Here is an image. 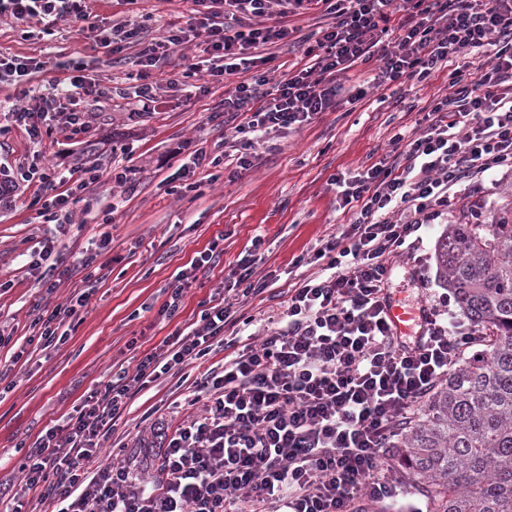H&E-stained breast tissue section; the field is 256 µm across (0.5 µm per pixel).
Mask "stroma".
I'll use <instances>...</instances> for the list:
<instances>
[{
  "label": "stroma",
  "mask_w": 512,
  "mask_h": 512,
  "mask_svg": "<svg viewBox=\"0 0 512 512\" xmlns=\"http://www.w3.org/2000/svg\"><path fill=\"white\" fill-rule=\"evenodd\" d=\"M193 0H94L97 30L60 22L51 34L40 25L0 19V53L37 58L40 69L25 84V101L42 105L63 79V62L81 57L85 76L119 93L135 72L139 44L127 45L122 62H113L99 45L101 30L113 22L148 16L147 34L161 35L169 25H184L194 15ZM301 29L298 42L269 48L271 63L262 67L267 78H280L289 66L302 61L325 21L320 16L295 17ZM192 92L163 91L155 109L139 110L135 102L115 104L102 98L81 100L88 130L73 136L56 133L33 145L10 115H0V172L10 173L33 158L66 169L98 164L99 182L75 191L69 224L39 222L30 202L34 186L20 185L10 205L0 207V324L8 326L14 343L0 348V366L12 369L0 383V478L17 479V466L32 443L48 426L73 416L87 392L104 387L114 367H135L136 351H149L175 330L192 324L204 301L223 287L254 237H262L264 262L259 274L278 280L261 304H249L248 313L281 309L282 291L297 273L311 274L312 266L296 268L295 259L318 239L341 232L350 212L336 201L334 175H346L379 162L395 134L411 135L417 109L446 97L447 73L419 83L407 81L369 90L364 99L343 104L336 111L315 116L306 125L274 133L271 146H259L249 169L222 164L195 167L194 153L205 149L223 155L224 84L194 77ZM127 175L117 184L113 174ZM512 209V171L485 173L478 189L460 208L449 211L448 222H458L462 211L481 214L491 223ZM444 226L424 230L419 254L428 280L419 288L412 261L400 260L391 278V292L409 310L421 306L427 292H442L435 261V244ZM111 247L103 258L109 275L95 283L86 307L71 323L65 342L50 348L27 345L38 315L65 303L80 276L61 281L45 296L38 274L29 267L41 242L54 240L64 265L76 266L80 257L96 248L102 235ZM222 240L224 255L218 266L199 277L184 292L175 320L159 311L165 290L178 272L189 268L199 252ZM26 345L27 357L11 363L15 345ZM176 381L162 377L140 392L122 415L117 431L104 443L103 462L115 447L138 448L150 438L148 410L164 408L178 397Z\"/></svg>",
  "instance_id": "obj_1"
}]
</instances>
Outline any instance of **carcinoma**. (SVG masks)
<instances>
[{"mask_svg": "<svg viewBox=\"0 0 512 512\" xmlns=\"http://www.w3.org/2000/svg\"><path fill=\"white\" fill-rule=\"evenodd\" d=\"M439 278L480 332L392 447L427 512H512V218L450 224Z\"/></svg>", "mask_w": 512, "mask_h": 512, "instance_id": "obj_1", "label": "carcinoma"}]
</instances>
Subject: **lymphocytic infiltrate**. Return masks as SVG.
I'll list each match as a JSON object with an SVG mask.
<instances>
[{
	"instance_id": "lymphocytic-infiltrate-1",
	"label": "lymphocytic infiltrate",
	"mask_w": 512,
	"mask_h": 512,
	"mask_svg": "<svg viewBox=\"0 0 512 512\" xmlns=\"http://www.w3.org/2000/svg\"><path fill=\"white\" fill-rule=\"evenodd\" d=\"M194 3V23L144 45L131 96L147 110L159 87L186 86L200 73L219 83L235 77L224 113L236 124L224 142L240 168L271 132L336 111L356 65L374 67L377 88L444 69L455 91L424 113L417 137L394 136L391 160L337 177L339 206L353 218L322 240L313 255L319 272L288 286L282 312L260 319L236 311L271 285L255 275L263 260V240L255 238L223 296L203 302L190 330L172 332L134 368H118L75 416L29 445L19 465L25 491L8 495L5 512H27V493L54 512H365L405 493L392 475L391 447L418 402L477 343L476 327L449 323L448 294L426 299L424 329L412 341L394 336L385 308L397 260L415 255L421 228L456 204V185L512 170V0ZM301 14L327 21L306 63L271 88L262 76L237 80L241 67L254 65V49L297 34L288 20ZM2 17L55 24L93 15L89 0H0ZM194 38L204 57L164 73L175 49ZM476 54L483 64L465 71L464 60ZM101 176L95 166L63 173L33 164L0 179V200L36 183L41 216L68 224L65 186L83 188ZM89 298L80 292L38 316V345L63 342L58 324ZM257 322L256 339L248 329ZM219 349L224 361L211 365ZM166 375L187 388L173 403L186 416L154 421L156 442L144 450L150 475L133 476L120 461L97 465L128 403Z\"/></svg>"
}]
</instances>
